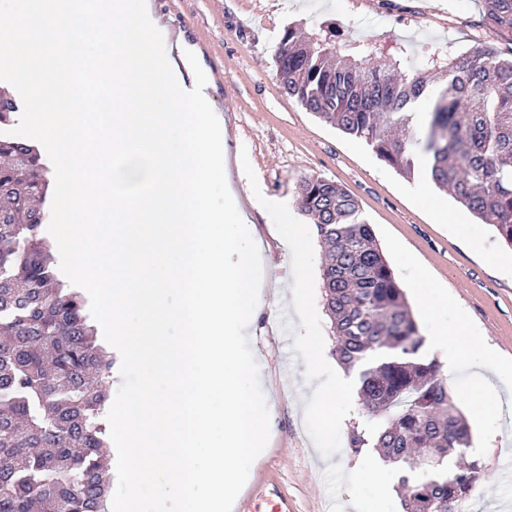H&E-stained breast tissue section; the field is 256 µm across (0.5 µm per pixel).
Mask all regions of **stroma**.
<instances>
[{"instance_id":"obj_1","label":"stroma","mask_w":512,"mask_h":512,"mask_svg":"<svg viewBox=\"0 0 512 512\" xmlns=\"http://www.w3.org/2000/svg\"><path fill=\"white\" fill-rule=\"evenodd\" d=\"M156 18L179 35L195 53L207 76L213 111L224 118L227 168L245 198V211L270 262L264 266L269 285L256 319L245 333L257 359L262 389L270 410V438L264 454L249 472L257 479L277 468L282 485L296 501L298 512H323L326 502L337 512H402L399 474L378 463L370 477L356 480L348 469L374 458L373 449L352 453L348 436L370 424L358 395H351L342 416L306 415L304 404L313 388L330 391L338 374L356 380L332 356L335 345L325 313L319 272L311 287L301 289L303 311L281 300V290L299 278L281 242L302 230L315 236L308 216L295 211L301 177L322 176L345 186L360 203L394 276L403 288L422 336L456 325V309L465 310L485 331L486 341L512 357V249L497 238L492 226L465 215L448 201L449 214L464 215L461 224L437 221L418 196L417 179L398 175L379 160L365 142L343 134L286 95L276 76L275 53L289 24L302 29L332 21L337 42L351 48L375 44L395 54L399 43L416 49L417 66L427 45H465L475 37L498 51L512 50V35L484 24L480 0H150ZM247 158L249 173L238 179V160ZM294 209L285 216L284 206ZM481 240L473 252L470 239ZM452 297L454 306L427 317L420 299ZM321 340L324 363L309 372L305 362L308 339ZM472 446L467 460L478 461L486 479L475 498L481 512H494L496 502L512 503V480H502L499 462L512 452V429L491 435L489 426L471 423Z\"/></svg>"}]
</instances>
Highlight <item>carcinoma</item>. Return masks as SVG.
Masks as SVG:
<instances>
[{
	"label": "carcinoma",
	"instance_id": "cac0c4a2",
	"mask_svg": "<svg viewBox=\"0 0 512 512\" xmlns=\"http://www.w3.org/2000/svg\"><path fill=\"white\" fill-rule=\"evenodd\" d=\"M493 28L512 32V0H481ZM400 57L366 44L336 47V24L279 38L282 90L305 111L366 142L411 178L429 160L433 184L512 247V58L482 40L444 51L395 77ZM447 79L427 122L414 105L431 96L428 77ZM18 111L0 94V124ZM38 150L0 138V512H111L104 481L108 442L100 416L111 391L112 355L98 342L85 295L57 277L33 205L48 190ZM299 210L314 221L326 260L325 312L338 362L358 370L370 430L352 429L350 447L372 448L402 471L403 512H460L484 478L458 459L470 428L452 402L437 358L357 199L331 179L304 177Z\"/></svg>",
	"mask_w": 512,
	"mask_h": 512
}]
</instances>
